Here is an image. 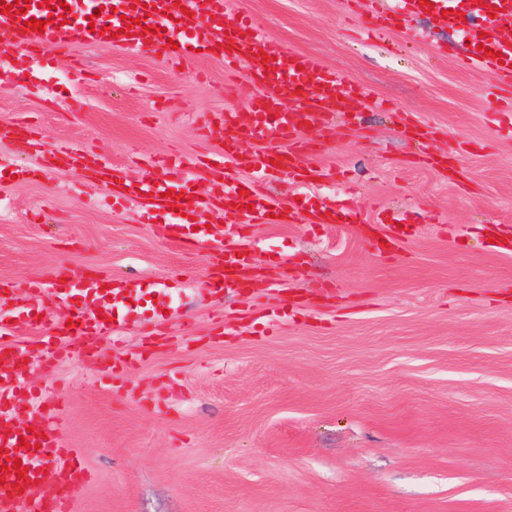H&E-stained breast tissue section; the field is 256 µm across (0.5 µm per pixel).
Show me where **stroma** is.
<instances>
[{
  "mask_svg": "<svg viewBox=\"0 0 512 512\" xmlns=\"http://www.w3.org/2000/svg\"><path fill=\"white\" fill-rule=\"evenodd\" d=\"M398 0H227L293 54L354 88L313 139L321 172L267 185L287 224H224L265 267L255 287L213 293V247L186 248L166 220L68 169L63 145L110 158L125 179L178 152L224 146L220 112L250 111L245 70L79 39L51 63L0 51V318L29 362L15 376L40 402L63 396L57 439L89 478L73 512H512V102L491 109L495 73L463 62L460 30ZM451 154L454 177L423 165ZM25 170V179L13 178ZM345 211L315 224L304 200ZM388 232L397 241L379 248ZM137 281L121 342L70 344L52 375L39 346L71 308L26 297L32 276ZM173 280L175 307L155 300ZM40 310L30 329L25 308ZM223 311V323L213 315ZM198 331L180 336L184 319ZM97 363L89 365L87 352ZM136 355L124 377L101 371Z\"/></svg>",
  "mask_w": 512,
  "mask_h": 512,
  "instance_id": "1",
  "label": "stroma"
}]
</instances>
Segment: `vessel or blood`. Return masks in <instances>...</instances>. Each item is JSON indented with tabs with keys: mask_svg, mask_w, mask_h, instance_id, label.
<instances>
[{
	"mask_svg": "<svg viewBox=\"0 0 512 512\" xmlns=\"http://www.w3.org/2000/svg\"><path fill=\"white\" fill-rule=\"evenodd\" d=\"M83 7L71 10L65 23L51 21V10L60 0H49L41 7L40 0H29L22 13L0 12V40H9L25 52L48 60L52 54L73 38L91 46L120 43L133 53L150 51L160 54L169 63L178 64L191 49L209 51L215 35H222L224 66L236 68L247 64L246 75L259 89L251 104L254 119L250 125L235 124L233 113L224 115L227 140L260 142V150L241 153L225 149L205 163L208 187L197 190L191 164L171 157L165 162L163 184L149 179L131 182L129 196L144 210L140 217L152 223L166 216L171 224H184L186 217L222 218L240 212V206L252 205L245 218L250 224L267 223L269 215H277L281 223L290 216L279 200L270 195L265 185L280 174H288L295 182L305 183L313 175L309 162L307 129L325 133L315 113L318 106L336 103L340 79L322 68L313 59L293 56L275 39L264 34L248 17L225 24V0H82ZM406 11L427 14L445 27H461L472 46V61L496 72L499 89L512 92V42L499 39L502 28L512 26V0H466L463 11H455L454 0H401ZM44 21L43 32L31 30L28 19ZM307 94L310 109L303 113L289 110L288 102L295 91ZM57 159L75 169L92 172L103 187H111L116 173L111 166L84 154L74 147H60ZM237 170L253 176L248 194H241L233 173ZM214 257L220 265L210 287L244 288L241 272L254 264L251 252L242 251L234 238H225ZM137 291L133 282L111 276H81L70 287L56 291L55 300L66 301L81 293L87 311L76 312L71 326L62 327L60 335L46 336L42 346L60 359L65 343L84 336L120 334L122 325L114 317L113 307ZM18 389L13 376H0V512H71V498L85 479L81 458L60 447L56 425L62 410L61 402L40 410L37 419L25 420L17 403ZM27 448H20V441ZM55 463L62 480L59 494L46 498L40 484L47 463ZM25 466L24 475H17V466Z\"/></svg>",
	"mask_w": 512,
	"mask_h": 512,
	"instance_id": "b4317fda",
	"label": "vessel or blood"
}]
</instances>
